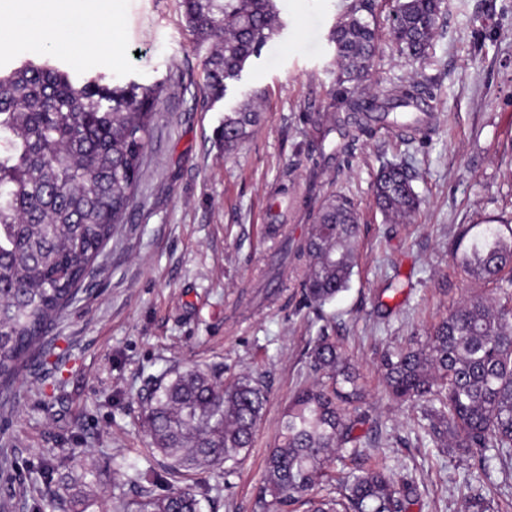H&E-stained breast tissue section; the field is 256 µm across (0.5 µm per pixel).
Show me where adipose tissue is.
Returning a JSON list of instances; mask_svg holds the SVG:
<instances>
[{
    "label": "adipose tissue",
    "instance_id": "1",
    "mask_svg": "<svg viewBox=\"0 0 512 512\" xmlns=\"http://www.w3.org/2000/svg\"><path fill=\"white\" fill-rule=\"evenodd\" d=\"M0 14V50L18 49L45 35L65 40L75 26L94 30L107 21L104 14L85 8L82 0H10Z\"/></svg>",
    "mask_w": 512,
    "mask_h": 512
}]
</instances>
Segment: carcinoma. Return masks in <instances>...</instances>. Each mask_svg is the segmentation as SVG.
Listing matches in <instances>:
<instances>
[{
	"label": "carcinoma",
	"mask_w": 512,
	"mask_h": 512,
	"mask_svg": "<svg viewBox=\"0 0 512 512\" xmlns=\"http://www.w3.org/2000/svg\"><path fill=\"white\" fill-rule=\"evenodd\" d=\"M201 57L197 97H224L251 58L284 27L276 0H180ZM441 0H394L393 43L419 59L435 33ZM338 82L368 75L378 42L371 0H353L332 33ZM419 83L394 85L358 112H381L415 129L407 111ZM166 84L130 82L106 88L79 83L49 59L0 73V398L8 402L19 368L39 357L57 316L77 298L108 241L126 222ZM256 91L224 115L217 137L235 149L260 121ZM375 202L387 216L406 217L419 198L407 169L382 166ZM360 235L351 203L330 196L319 205L296 246L303 262L304 300L322 307L349 288ZM467 277L495 284L449 310L419 346L384 352L380 369L388 398L430 404V432L448 447L484 457L512 455V224H470L452 249ZM318 375L284 408L278 440L268 454L260 498L273 512L299 505L307 512H406L416 492L384 463L332 475L328 462L365 456L355 431L364 423L361 374L336 338L321 334L310 349ZM267 403L251 377L223 382L197 367L172 371L143 400L141 426L169 473L186 476L226 462L252 447ZM51 503L86 512L87 494L69 481L44 489ZM271 500H266V497ZM136 512H201L191 486L145 490Z\"/></svg>",
	"instance_id": "cac0c4a2"
}]
</instances>
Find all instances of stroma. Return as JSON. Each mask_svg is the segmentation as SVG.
<instances>
[{
  "label": "stroma",
  "instance_id": "35a3bbf8",
  "mask_svg": "<svg viewBox=\"0 0 512 512\" xmlns=\"http://www.w3.org/2000/svg\"><path fill=\"white\" fill-rule=\"evenodd\" d=\"M112 3L116 63L51 42L0 51V69L51 57L77 79L167 86L127 224L57 319L39 363L23 366L14 399L0 402V503L66 512L50 507L45 482L88 472L100 481L87 512H128L141 489L162 491L170 476L147 447L141 402L163 374L196 366L227 381L252 376L269 402L232 474L216 466L181 482L208 487L204 512H263L267 452L289 398L314 380L307 349L324 330L366 377L363 447L418 488L407 512H464L478 496L492 500L491 512H512V457L484 465L436 444L424 404L388 401L376 368L383 349L424 336L475 290L451 256L459 225L512 224V0H443L420 61L387 37L391 0H373L376 86L337 82L329 34L351 0H277L285 29L207 106L195 96L200 58L179 0ZM411 79L430 115L419 130L363 121L350 106ZM256 90L266 94L261 123L225 152L216 130ZM388 162L414 176L421 205L412 220L374 204L372 184ZM330 194L354 203L362 235L349 289L318 310L298 275L281 282L268 255L301 240ZM481 466L483 480L471 482Z\"/></svg>",
  "mask_w": 512,
  "mask_h": 512
}]
</instances>
